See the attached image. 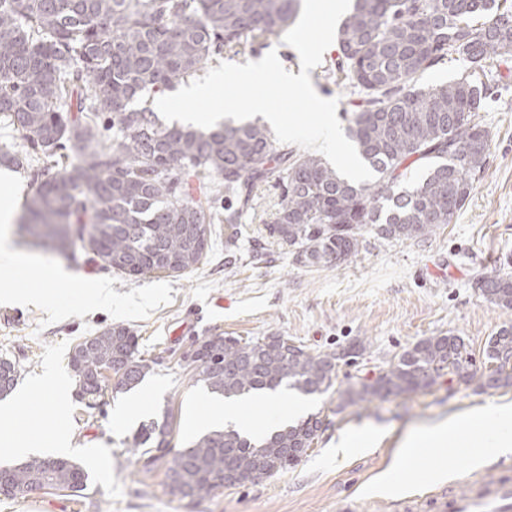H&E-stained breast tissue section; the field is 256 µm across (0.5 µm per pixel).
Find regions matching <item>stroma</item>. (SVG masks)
Here are the masks:
<instances>
[{
    "label": "stroma",
    "mask_w": 512,
    "mask_h": 512,
    "mask_svg": "<svg viewBox=\"0 0 512 512\" xmlns=\"http://www.w3.org/2000/svg\"><path fill=\"white\" fill-rule=\"evenodd\" d=\"M335 56V48H328L310 78L318 93L337 100L343 112L352 109L355 97L329 74ZM486 69L499 92L483 100L475 114L490 138L484 172L451 223L421 241L371 238L349 263L297 264L264 225L280 201L272 178L261 187L235 243H228L226 225H213L207 257L176 278L131 279L101 269L83 254L73 262L49 249L30 248L18 224H11L17 252L67 273L55 290V310L0 304V359L16 363L17 388L28 393L18 418L36 430L44 446L67 432L71 454L88 471L92 489L84 497L50 490L17 499L0 496V512H400L402 498L461 492L470 476L512 471V455L477 467L458 447L410 459L401 455L412 430L490 405H512V387L487 389L475 381L444 379L423 392L337 408L339 390L373 377L385 362L425 336L464 337L477 371L489 373L486 343L502 326L512 324V310L489 305L477 288L487 274H512V57L485 66L448 60L424 71L419 83L435 86ZM97 280L110 284L111 306L83 301L80 284ZM111 325L133 331L140 356L156 365L140 386L126 393L115 391L114 375H106L101 397L89 408L78 396L69 356L85 337ZM270 335L287 337L311 352L342 350L359 342L366 350L355 364L340 368L335 389L309 401L307 413L318 415L324 430L295 466L195 501L181 498L171 491L162 464H148L132 450L133 434L140 423L168 410L172 448L189 441L186 411L206 408L210 399L184 360L195 339L233 336L255 341ZM49 371L68 386L61 422L50 397L34 386ZM364 426L381 429L375 447L337 451L341 436ZM404 468L415 473L412 484L378 491L381 478Z\"/></svg>",
    "instance_id": "1"
}]
</instances>
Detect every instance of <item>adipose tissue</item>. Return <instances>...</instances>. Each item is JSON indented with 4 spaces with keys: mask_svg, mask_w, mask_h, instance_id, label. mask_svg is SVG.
<instances>
[{
    "mask_svg": "<svg viewBox=\"0 0 512 512\" xmlns=\"http://www.w3.org/2000/svg\"><path fill=\"white\" fill-rule=\"evenodd\" d=\"M17 208L16 190L8 180L0 181V278L9 279L12 272L23 271L29 282V289L14 290L0 296L5 303L39 302L51 305L53 290L57 282L65 279L63 270L48 271L40 263L31 261L14 252L11 248L8 227ZM257 409L254 415L245 414L241 404L214 400L206 414L189 413L186 428L191 434L204 433L223 428L230 424L239 430L255 435L266 436L286 423L288 418L296 417L305 409L302 399H294L287 412H279L280 394L261 392L254 396ZM473 424L479 430L474 437L468 438L470 458L474 465H484L489 457L512 455V407L501 405L483 410L473 417Z\"/></svg>",
    "mask_w": 512,
    "mask_h": 512,
    "instance_id": "1",
    "label": "adipose tissue"
}]
</instances>
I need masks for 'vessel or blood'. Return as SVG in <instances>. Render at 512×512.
I'll return each mask as SVG.
<instances>
[{"mask_svg":"<svg viewBox=\"0 0 512 512\" xmlns=\"http://www.w3.org/2000/svg\"><path fill=\"white\" fill-rule=\"evenodd\" d=\"M404 512H512V475L471 480L462 494L436 493L425 502L409 499Z\"/></svg>","mask_w":512,"mask_h":512,"instance_id":"obj_1","label":"vessel or blood"}]
</instances>
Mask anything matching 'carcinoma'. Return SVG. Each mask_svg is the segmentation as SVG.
Masks as SVG:
<instances>
[{
  "instance_id": "obj_1",
  "label": "carcinoma",
  "mask_w": 512,
  "mask_h": 512,
  "mask_svg": "<svg viewBox=\"0 0 512 512\" xmlns=\"http://www.w3.org/2000/svg\"><path fill=\"white\" fill-rule=\"evenodd\" d=\"M300 0H0V118L26 151L0 147V164L40 178L21 230L66 259L81 251L104 270L138 278L180 277L207 256L213 224L238 234L244 210L272 174L281 202L270 237L305 250L303 265L338 266L369 231L384 241H420L451 222L484 170L489 132L472 121L497 87L469 75L419 87L418 76L452 56L487 61L512 55L509 0H355L338 33L336 79L357 96L345 113L347 138L374 179L351 182L312 155L282 153L258 120L227 118L211 128L166 125L155 96L207 62L253 47L294 22ZM428 168L402 186L407 169ZM481 295L512 310V276L483 277ZM194 380L225 398L283 387L312 396L336 383L339 352L312 353L283 336L197 341ZM138 338L108 326L77 344L69 364L83 399L103 390L101 370L119 363L115 388H137L154 361ZM494 378L477 375L456 335L428 336L340 392V407L431 389L446 375L482 387L512 386V325L487 344ZM18 377L0 360V396ZM169 413L140 425L133 448L166 464L169 485L194 501L296 465L323 431L316 415L270 438L233 429L170 450ZM24 497L33 485L72 496L89 474L68 457L33 456L0 470Z\"/></svg>"
}]
</instances>
